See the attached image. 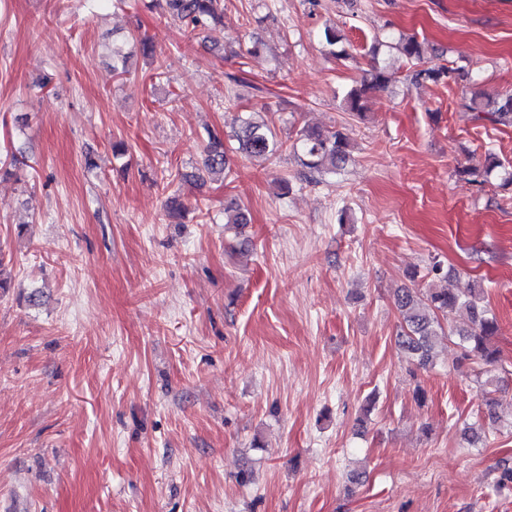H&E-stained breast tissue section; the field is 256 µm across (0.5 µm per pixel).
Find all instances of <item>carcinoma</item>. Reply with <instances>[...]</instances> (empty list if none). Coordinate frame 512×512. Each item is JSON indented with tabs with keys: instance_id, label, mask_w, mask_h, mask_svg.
<instances>
[{
	"instance_id": "obj_1",
	"label": "carcinoma",
	"mask_w": 512,
	"mask_h": 512,
	"mask_svg": "<svg viewBox=\"0 0 512 512\" xmlns=\"http://www.w3.org/2000/svg\"><path fill=\"white\" fill-rule=\"evenodd\" d=\"M163 8L174 22L185 31H204L213 23L224 21V0H149L146 8ZM322 39L333 55L349 56L346 49L336 50L342 42L340 32L334 26L326 25ZM402 57L410 61L421 59V44L413 37L401 39L394 44ZM112 73L120 79L129 74V55L120 47H112ZM411 78L420 83L439 84L447 79L456 82L470 81L469 73L461 68L430 69L419 68ZM389 74L386 68L373 65L362 81L352 87L343 97L346 111L358 118L365 116L368 109V94L386 87ZM260 88L244 78L227 74V96L229 100L242 104L255 96ZM468 112L484 115L492 122L512 124V93L499 97L472 98L463 104ZM235 151L244 157L271 160L283 149L284 143L264 123H257L248 117H238L234 130ZM303 167L310 174L323 176L343 170L350 162L352 145L349 138L339 130L317 127H302L292 143ZM230 148L224 144V137L211 132L204 149L201 172L190 175L196 181L210 179L225 180L229 174ZM462 173L474 178L496 175L499 186L512 187V167H507L495 157H488L481 169H464ZM395 306L400 315L398 345L404 353L421 368L433 365L435 346L441 337L457 347L459 366L474 372L492 366L497 359L498 349L495 338L500 326L496 316L482 304L479 290L475 288H400L395 295ZM482 403L478 412L490 420L498 418L499 401L493 396V380L483 382Z\"/></svg>"
}]
</instances>
